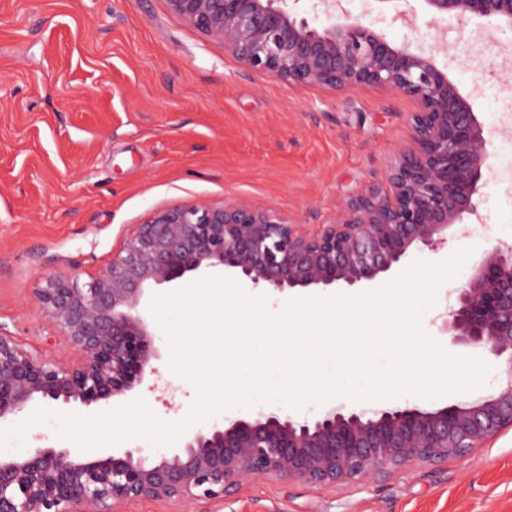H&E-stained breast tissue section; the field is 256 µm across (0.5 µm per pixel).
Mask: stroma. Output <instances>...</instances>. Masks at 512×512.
<instances>
[{
  "label": "stroma",
  "mask_w": 512,
  "mask_h": 512,
  "mask_svg": "<svg viewBox=\"0 0 512 512\" xmlns=\"http://www.w3.org/2000/svg\"><path fill=\"white\" fill-rule=\"evenodd\" d=\"M342 6L395 42L447 41L451 76L480 88L491 170L478 214L466 218V232H449L415 259L440 263L462 248L479 255L512 245V54L476 33L456 43L452 20L436 30L422 16L411 29L395 20L394 5ZM415 109L385 88L334 92L245 69L165 0H0V326L25 348L72 360L34 296L46 275L88 280L152 211L201 200L273 207L316 231L344 200L382 183ZM473 266L466 260L440 287L421 323L454 356L472 351L450 345L441 325ZM154 346L158 391L144 383L127 398L176 422L198 388L170 371L164 331ZM122 512H512V430L386 481L257 479L224 499H142Z\"/></svg>",
  "instance_id": "obj_1"
}]
</instances>
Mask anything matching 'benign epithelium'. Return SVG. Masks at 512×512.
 I'll return each mask as SVG.
<instances>
[{
    "label": "benign epithelium",
    "mask_w": 512,
    "mask_h": 512,
    "mask_svg": "<svg viewBox=\"0 0 512 512\" xmlns=\"http://www.w3.org/2000/svg\"><path fill=\"white\" fill-rule=\"evenodd\" d=\"M165 2L248 70L298 86H379L410 98L417 105L411 140L387 167V188L347 198L314 233L273 208L199 201L155 211L88 281L46 276L35 297L75 357L53 361L0 328V424L38 402H107L157 373L155 323L141 311L153 285L221 269L278 292L357 287L402 267L416 250L437 249L449 228L478 215L476 197L491 169L488 140L474 97L436 63L447 46L397 44L350 20L339 0H319L328 21L320 29L297 18L288 0ZM420 2L433 23L451 18L464 29L474 21L491 40L512 31V0ZM452 293L450 344L501 360L488 394L436 410L332 407L302 421L278 410L229 419L184 435L176 451L152 461L140 449L87 459L37 446L0 456V512H114L142 498L211 500L256 478L346 486L462 458L512 428V246L487 249Z\"/></svg>",
    "instance_id": "1"
}]
</instances>
